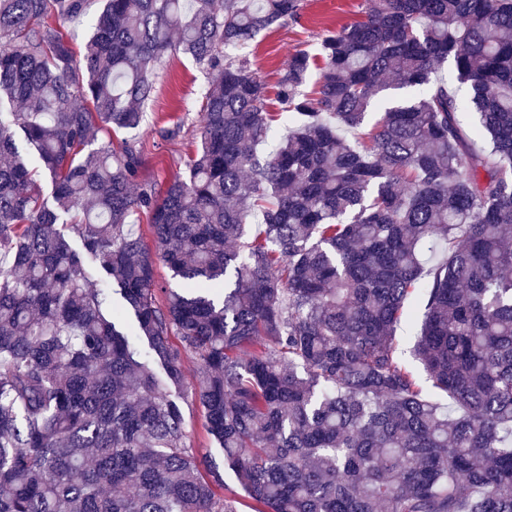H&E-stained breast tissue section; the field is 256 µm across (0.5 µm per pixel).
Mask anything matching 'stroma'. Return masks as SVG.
Masks as SVG:
<instances>
[{
	"label": "stroma",
	"instance_id": "1",
	"mask_svg": "<svg viewBox=\"0 0 512 512\" xmlns=\"http://www.w3.org/2000/svg\"><path fill=\"white\" fill-rule=\"evenodd\" d=\"M364 10L365 0H301L298 21L274 25L246 48L253 72L266 84L270 94L267 110L273 116L274 132H282L286 122V114L274 92L289 56L299 49L314 50L323 34L362 20ZM207 85L203 69L181 53L170 55L164 67L157 71L155 92L144 107V120L139 129L112 136L114 147L128 141L139 151L137 185L149 184L162 190L175 176L183 174L200 142L201 107ZM199 380L198 360L195 355H187L184 389L180 395L187 431L200 459L222 469L226 496L242 497L233 474L224 469L221 449L203 429L202 410L192 399Z\"/></svg>",
	"mask_w": 512,
	"mask_h": 512
}]
</instances>
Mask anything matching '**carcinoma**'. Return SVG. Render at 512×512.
I'll return each instance as SVG.
<instances>
[{"label":"carcinoma","instance_id":"carcinoma-1","mask_svg":"<svg viewBox=\"0 0 512 512\" xmlns=\"http://www.w3.org/2000/svg\"><path fill=\"white\" fill-rule=\"evenodd\" d=\"M300 2L104 0L78 53L50 18L89 0H0V98L52 181L49 202L0 120V512H236L189 439L188 353L252 512H512V0H367L288 57L274 139L237 50ZM177 52L209 75L200 145L135 193L108 133L139 128ZM141 211L178 288H156ZM415 300L446 404L399 352Z\"/></svg>","mask_w":512,"mask_h":512}]
</instances>
